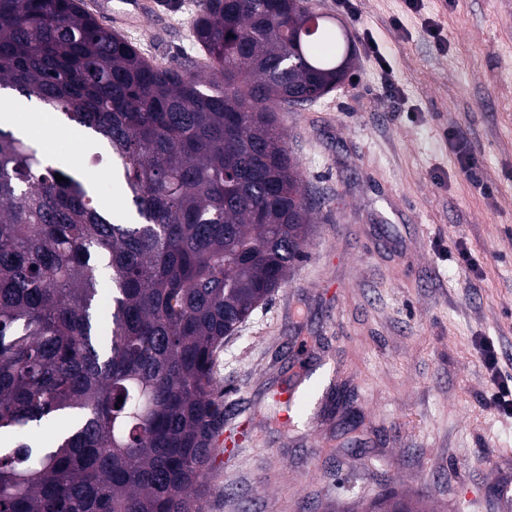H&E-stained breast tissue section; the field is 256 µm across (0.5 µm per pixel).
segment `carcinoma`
<instances>
[{"label":"carcinoma","instance_id":"carcinoma-1","mask_svg":"<svg viewBox=\"0 0 512 512\" xmlns=\"http://www.w3.org/2000/svg\"><path fill=\"white\" fill-rule=\"evenodd\" d=\"M309 21L304 0H202L206 64L177 69L84 0H0V88L92 131L135 211L113 223L0 129V512H203L217 352L311 224L275 113L352 67L345 25ZM371 509L413 512L392 494Z\"/></svg>","mask_w":512,"mask_h":512}]
</instances>
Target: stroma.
Listing matches in <instances>:
<instances>
[{
    "label": "stroma",
    "mask_w": 512,
    "mask_h": 512,
    "mask_svg": "<svg viewBox=\"0 0 512 512\" xmlns=\"http://www.w3.org/2000/svg\"><path fill=\"white\" fill-rule=\"evenodd\" d=\"M337 15L357 54L351 76L315 103L278 113L315 207L306 257L224 341L217 368L224 458L204 512H366L394 493L417 512H507L512 418L473 342L492 337L512 369V0H307ZM200 0L120 27L152 61L199 57ZM436 21L438 46L423 26ZM373 36L387 60L365 51ZM47 155L90 177L114 223L130 201L110 151L60 119ZM456 129L487 191L459 170ZM464 241L481 275L457 262ZM310 398L294 428L268 405L290 377Z\"/></svg>",
    "instance_id": "1"
}]
</instances>
